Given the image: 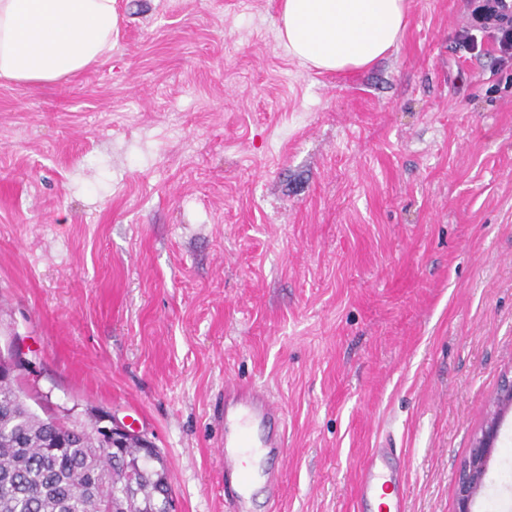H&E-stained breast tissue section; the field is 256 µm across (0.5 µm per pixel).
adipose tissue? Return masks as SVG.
Wrapping results in <instances>:
<instances>
[{
    "label": "adipose tissue",
    "instance_id": "adipose-tissue-1",
    "mask_svg": "<svg viewBox=\"0 0 512 512\" xmlns=\"http://www.w3.org/2000/svg\"><path fill=\"white\" fill-rule=\"evenodd\" d=\"M115 0H0V81L53 83L110 56ZM408 0H282L278 36L301 65L362 70L400 44Z\"/></svg>",
    "mask_w": 512,
    "mask_h": 512
}]
</instances>
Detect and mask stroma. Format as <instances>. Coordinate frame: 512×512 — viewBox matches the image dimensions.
<instances>
[{
    "label": "stroma",
    "mask_w": 512,
    "mask_h": 512,
    "mask_svg": "<svg viewBox=\"0 0 512 512\" xmlns=\"http://www.w3.org/2000/svg\"><path fill=\"white\" fill-rule=\"evenodd\" d=\"M280 0H116L104 62L0 85V347L53 413L163 455L176 512L224 501V382L287 416L274 508L359 512L395 449L406 512H455L512 379V65L472 0H410L398 48L320 73ZM473 512H512V410ZM391 459V448H373L369 452L358 474L357 497L377 501L380 489L389 490L392 494L390 504L380 503L378 508L405 512L401 475L389 465Z\"/></svg>",
    "instance_id": "1"
}]
</instances>
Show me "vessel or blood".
<instances>
[{"label": "vessel or blood", "mask_w": 512, "mask_h": 512, "mask_svg": "<svg viewBox=\"0 0 512 512\" xmlns=\"http://www.w3.org/2000/svg\"><path fill=\"white\" fill-rule=\"evenodd\" d=\"M284 412L264 389L228 383L224 386V497L232 512H250L253 499L251 472L243 460L282 454L285 435L267 431V424L283 421ZM392 451L372 449L363 461L357 481V496L377 498L379 491L392 494L391 512H405L402 479L390 465Z\"/></svg>", "instance_id": "obj_1"}]
</instances>
